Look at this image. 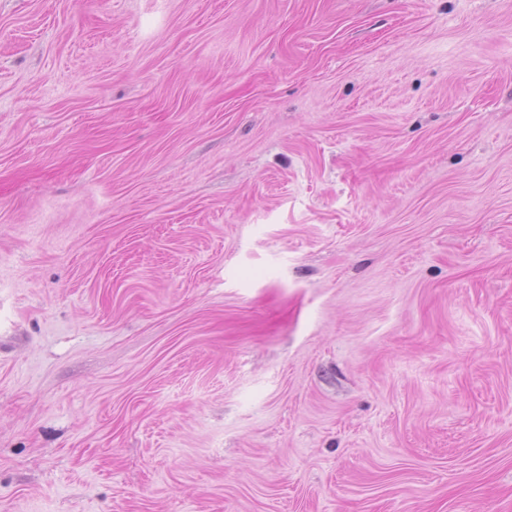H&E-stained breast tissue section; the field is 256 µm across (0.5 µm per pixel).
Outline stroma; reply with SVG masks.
Returning <instances> with one entry per match:
<instances>
[{"instance_id":"1","label":"stroma","mask_w":512,"mask_h":512,"mask_svg":"<svg viewBox=\"0 0 512 512\" xmlns=\"http://www.w3.org/2000/svg\"><path fill=\"white\" fill-rule=\"evenodd\" d=\"M0 512H512V0H0Z\"/></svg>"}]
</instances>
